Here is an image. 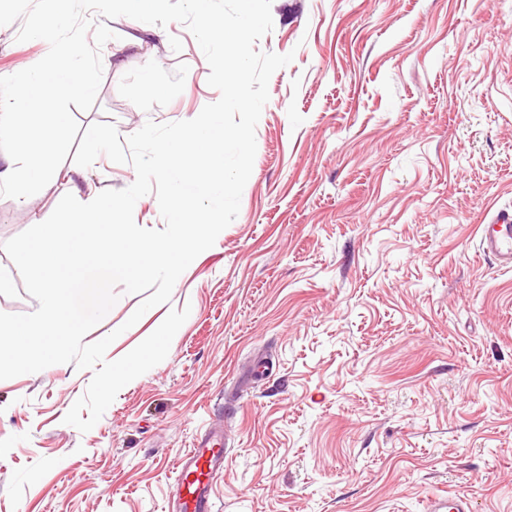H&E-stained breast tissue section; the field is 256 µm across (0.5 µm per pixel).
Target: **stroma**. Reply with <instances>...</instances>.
<instances>
[{"label": "stroma", "instance_id": "35a3bbf8", "mask_svg": "<svg viewBox=\"0 0 512 512\" xmlns=\"http://www.w3.org/2000/svg\"><path fill=\"white\" fill-rule=\"evenodd\" d=\"M256 50L293 53L271 77L236 219L168 303L86 342L118 359L170 310L191 313L164 361L88 432L64 417L92 370L0 380V512H172L177 472L220 422L230 452L214 512H425L445 490L512 512V269L477 248L512 211V0H272ZM100 49L81 127L195 118L220 93L195 37L127 17ZM0 26V77L47 42ZM59 183L0 197V245L64 194L120 190L132 165L65 160ZM0 248V312L30 313Z\"/></svg>", "mask_w": 512, "mask_h": 512}]
</instances>
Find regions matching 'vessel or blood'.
<instances>
[{
	"label": "vessel or blood",
	"instance_id": "b4317fda",
	"mask_svg": "<svg viewBox=\"0 0 512 512\" xmlns=\"http://www.w3.org/2000/svg\"><path fill=\"white\" fill-rule=\"evenodd\" d=\"M479 248L504 268H512V214L498 212L490 223L479 227ZM225 439L218 432L206 433L187 454L178 489L180 512H213L208 483L224 466ZM427 512H471L469 502L451 492L431 500Z\"/></svg>",
	"mask_w": 512,
	"mask_h": 512
}]
</instances>
